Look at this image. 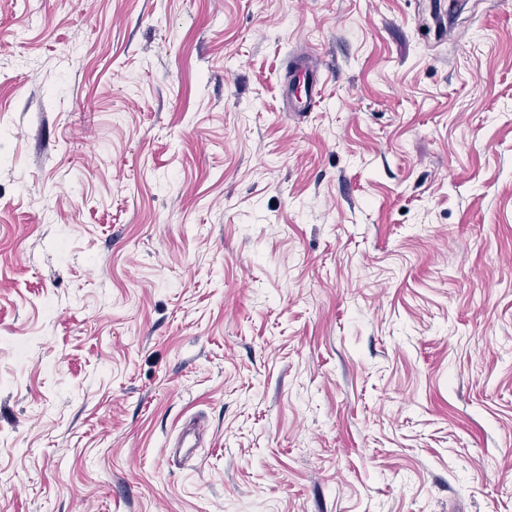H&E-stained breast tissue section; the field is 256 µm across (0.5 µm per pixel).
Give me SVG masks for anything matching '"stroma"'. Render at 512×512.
Instances as JSON below:
<instances>
[{
    "label": "stroma",
    "mask_w": 512,
    "mask_h": 512,
    "mask_svg": "<svg viewBox=\"0 0 512 512\" xmlns=\"http://www.w3.org/2000/svg\"><path fill=\"white\" fill-rule=\"evenodd\" d=\"M435 2L0 0V512H512V0Z\"/></svg>",
    "instance_id": "1"
}]
</instances>
